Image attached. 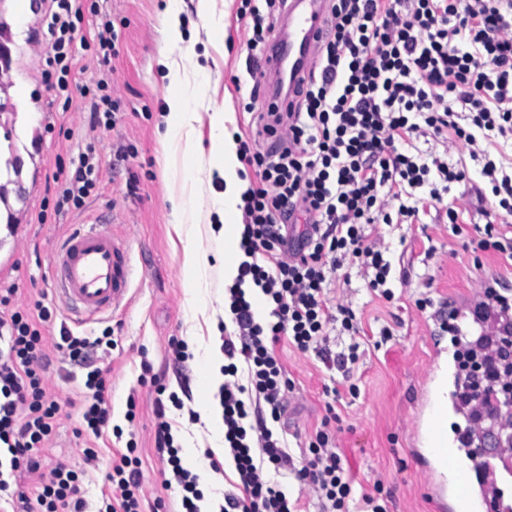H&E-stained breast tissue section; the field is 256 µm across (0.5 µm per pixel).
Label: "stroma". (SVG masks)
<instances>
[{"label": "stroma", "instance_id": "stroma-1", "mask_svg": "<svg viewBox=\"0 0 512 512\" xmlns=\"http://www.w3.org/2000/svg\"><path fill=\"white\" fill-rule=\"evenodd\" d=\"M102 14L119 25L120 53L109 64L112 95L119 99L123 119L111 130L90 129L87 102L74 96L69 110H62L43 73L42 57L49 46L46 16L50 0H33L34 31L18 26L14 0H0V39L11 37L17 53L9 73L0 74V153H15L24 164L16 183L0 195V213L11 210L13 230L0 237V287L15 286L16 303L22 307L43 301L54 306L49 271L53 252L70 225L90 221L98 213L116 214L118 239L131 241L138 277L128 307L112 317L83 324H68L57 312L45 328L50 345L48 387L65 403L56 431L41 455L45 463L64 462L83 470L81 488L89 512H97L107 490L106 475L113 456L124 442L112 435L96 440L98 463L86 467L85 438L76 431V407L83 398V370L68 362L54 344L61 327L77 336H97L113 327L118 347L112 353V414L116 425H125L126 402L136 397L141 411L136 441L144 472V512H151L156 498H164L169 512L178 507L175 493L161 485L162 461L155 450L152 420L155 393L140 385L142 361H149L168 391L184 402L171 416L177 426L182 458L203 455L214 434L207 421L190 423L189 411L207 413L216 404L217 386L209 385L205 360L220 351L219 319L224 315V245L210 232L218 217L213 209L225 183L213 172L201 175L199 189L183 180L186 168L209 157L210 127L202 125L192 142H167L158 127L168 112L167 100L181 86L169 84L158 64L160 51L179 57L193 52L207 69L206 99L212 110L226 118L228 131L244 137L255 132L252 113L266 109L265 97L250 98L248 88L236 87L235 78H246V42L249 33L237 16L239 0H210L207 14H199L197 0H183L180 13L182 40L171 43L164 23L166 0H99ZM100 23L85 15L74 35L76 65L74 84L95 78L100 66L88 51ZM54 131H46V124ZM128 145L126 157L116 155L117 144ZM94 145L100 165L101 189L83 210L62 216L42 215L46 179L57 164L77 160L86 145ZM431 152L465 160L469 179L452 185L438 205L425 206L411 224H370V236H383L392 265L388 287L391 298L367 288V274L358 262L344 258L348 278L326 290L331 305L350 307L361 322L357 337L330 333L332 352L358 342L360 359L351 372L327 370L312 353L302 354L279 344L277 354L295 391L288 407V444L298 453L299 440L313 433L328 411L336 419L330 428L353 481L355 495L384 499L388 512H441L432 496L427 463L412 431V423L425 409L426 383L432 362L451 347L448 308L473 303L483 287L512 289V259L478 243L486 223L503 233L512 232V216L501 218L492 204L490 186L482 175L483 163L470 159L458 141H430ZM194 193L198 227L191 240H179L170 227V199ZM459 218L449 222L446 211ZM204 251L209 259V287L192 293L181 266L186 248ZM426 307H418V300ZM202 331L191 360L174 363L167 356L171 337L186 338L194 326ZM390 338H382V328Z\"/></svg>", "mask_w": 512, "mask_h": 512}]
</instances>
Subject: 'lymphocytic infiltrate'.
<instances>
[{
    "label": "lymphocytic infiltrate",
    "instance_id": "1",
    "mask_svg": "<svg viewBox=\"0 0 512 512\" xmlns=\"http://www.w3.org/2000/svg\"><path fill=\"white\" fill-rule=\"evenodd\" d=\"M238 17L250 36L246 43L250 97L264 84L259 64L274 36L287 0H240ZM48 16L52 41L45 75L65 104L74 95L90 98V128L116 127L120 103L108 77L72 87V33L85 14H98L97 0H55ZM453 138L485 157L487 178L501 217L512 216V164L490 159L491 149L512 142V0H331L328 35L317 66L286 111L269 106L261 136L278 138L279 152L265 151L259 139L238 143L241 178L243 259L227 290V318L233 327L222 350L224 382L217 398L223 410L224 451L238 480L225 492L218 512H300L289 492L312 490L320 512H350L353 485L328 425L292 455L284 419L294 389L275 353L288 342L300 353L315 352L339 367L359 359L355 313L330 307L325 290L336 279L343 257L370 270L371 290L390 297L391 263L380 239L365 225L414 221L427 203L441 201V190L466 182L462 162L422 150L424 136ZM93 150L80 156L73 177L64 178L55 196V213L82 210L99 186ZM397 210H390V203ZM302 214L305 228L293 236L289 226ZM15 287L0 292V503H20L23 512H88L77 471L58 463L44 467L41 448L49 441L62 404L47 390L50 364L43 327L49 307L11 310ZM351 336L345 351L330 354L329 329ZM460 368L479 373L463 391L471 424L489 412L490 395L512 384V352L497 336L469 340L462 329ZM118 346L111 329L88 338L61 331L57 351L86 370L84 399L78 409L82 433L112 430V406L94 350L110 357ZM143 378L155 388V447L165 467L162 486L177 490L181 512H203L199 476L184 467L168 408H182L167 393L150 362ZM19 473L33 483H16ZM108 494L99 512H142L143 472L135 440L112 461Z\"/></svg>",
    "mask_w": 512,
    "mask_h": 512
}]
</instances>
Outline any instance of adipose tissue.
Returning <instances> with one entry per match:
<instances>
[{
  "label": "adipose tissue",
  "instance_id": "adipose-tissue-1",
  "mask_svg": "<svg viewBox=\"0 0 512 512\" xmlns=\"http://www.w3.org/2000/svg\"><path fill=\"white\" fill-rule=\"evenodd\" d=\"M159 63L169 83L183 87L189 86L194 90V96L190 99L182 96L168 98V117L164 137L169 141L193 140L202 122L199 107L206 72L203 66L191 56L178 60L164 53L161 54ZM210 136L214 150L212 159L222 166L227 180L226 189L220 193L214 206L217 216L221 217L229 215L233 210L236 195L241 187V180L237 173L235 143L231 133L224 126L223 113H213L210 120Z\"/></svg>",
  "mask_w": 512,
  "mask_h": 512
}]
</instances>
